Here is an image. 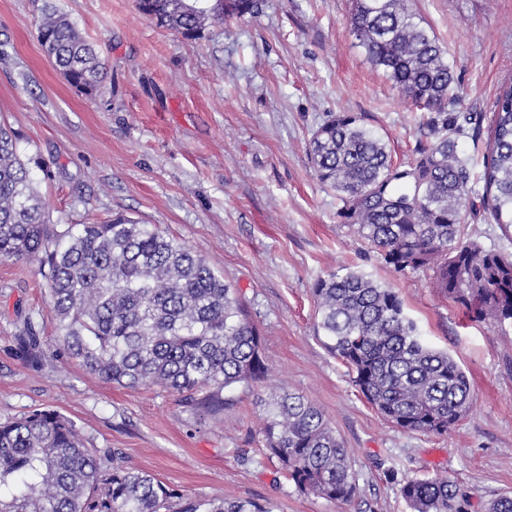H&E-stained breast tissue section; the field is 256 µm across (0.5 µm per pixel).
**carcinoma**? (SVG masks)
Instances as JSON below:
<instances>
[{
	"instance_id": "cac0c4a2",
	"label": "carcinoma",
	"mask_w": 512,
	"mask_h": 512,
	"mask_svg": "<svg viewBox=\"0 0 512 512\" xmlns=\"http://www.w3.org/2000/svg\"><path fill=\"white\" fill-rule=\"evenodd\" d=\"M157 25L193 38L206 25L252 15L257 0H137ZM351 26L372 63L412 105L432 112V140L407 163L384 136L348 112L311 134L318 179L336 191L340 223L398 273L430 270L434 287L476 319L512 320V258L464 237L484 212L512 224V79L492 111L479 179L456 137L470 116L446 51L409 0H355ZM38 39L70 85L91 94L106 79L99 51L76 22L45 12ZM36 257L45 269L59 345L93 375L120 386L182 393L194 410L224 406V391L267 378L261 339L235 289L202 256L158 227L127 216L48 232L41 194L16 137L0 127V260ZM317 332L351 369L367 401L395 426L443 435L468 411L471 385L446 351L428 346L398 293L363 271L333 273L311 288ZM267 455L296 488L336 504L356 494L347 449L323 411L281 387L264 403ZM413 512H464L450 478L406 481ZM0 512H267L255 502L180 497L118 453L88 448L74 421L52 408L0 423Z\"/></svg>"
}]
</instances>
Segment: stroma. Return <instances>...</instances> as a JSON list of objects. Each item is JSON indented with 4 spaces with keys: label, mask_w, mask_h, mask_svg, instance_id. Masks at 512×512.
I'll return each mask as SVG.
<instances>
[{
    "label": "stroma",
    "mask_w": 512,
    "mask_h": 512,
    "mask_svg": "<svg viewBox=\"0 0 512 512\" xmlns=\"http://www.w3.org/2000/svg\"><path fill=\"white\" fill-rule=\"evenodd\" d=\"M77 22L108 75L97 93L72 87L44 52L46 4ZM353 0H259L257 14L183 39L135 0H0V125L46 163L33 176L54 224L122 213L156 225L237 288L262 341L267 381L226 391L219 411L192 413L181 394L99 379L59 349L37 259L0 261V420L58 410L87 447L197 499L255 501L268 512H411L410 478L444 475L467 512L512 496V328L474 320L428 270L394 272L341 224V203L307 155L312 132L349 112L383 134L394 161L430 140L369 59L350 22ZM454 67L452 114L489 119L512 78V0H410ZM467 238L512 254V226L470 219ZM361 270L393 286L431 346L466 371L473 403L448 434L384 420L316 333L313 283ZM36 315L40 359L19 336ZM303 394L343 439L357 493L338 506L297 490L265 454L262 401Z\"/></svg>",
    "instance_id": "stroma-1"
}]
</instances>
